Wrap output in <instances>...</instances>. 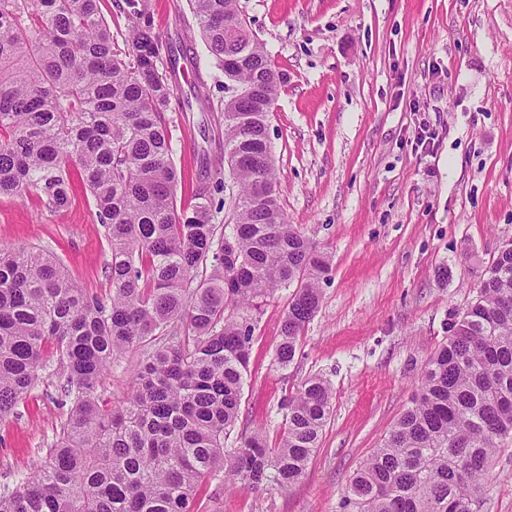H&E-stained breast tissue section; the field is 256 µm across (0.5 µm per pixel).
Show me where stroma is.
Instances as JSON below:
<instances>
[{
	"instance_id": "1",
	"label": "stroma",
	"mask_w": 512,
	"mask_h": 512,
	"mask_svg": "<svg viewBox=\"0 0 512 512\" xmlns=\"http://www.w3.org/2000/svg\"><path fill=\"white\" fill-rule=\"evenodd\" d=\"M163 40L200 60L185 66L169 114L173 157L189 207L214 190L217 225L230 189L215 190L223 134L214 108L226 78L208 57L186 0H148ZM249 30L285 81L268 119L280 205L329 256L332 279L288 369L276 368L285 294L262 305L238 423L225 448L264 430L277 443L280 404L313 376L333 411L306 473L288 491L201 487L193 512H344L349 478L415 394L503 241L512 240V0H239ZM430 150L415 147L420 134ZM0 244L56 257L80 287L108 299L106 229L84 186L62 211L31 196L0 197ZM115 359L99 389L106 406L129 396L142 363ZM56 360L0 420V492L45 459L67 408ZM480 512H512V441L494 457Z\"/></svg>"
}]
</instances>
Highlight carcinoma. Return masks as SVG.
Listing matches in <instances>:
<instances>
[{
    "instance_id": "cac0c4a2",
    "label": "carcinoma",
    "mask_w": 512,
    "mask_h": 512,
    "mask_svg": "<svg viewBox=\"0 0 512 512\" xmlns=\"http://www.w3.org/2000/svg\"><path fill=\"white\" fill-rule=\"evenodd\" d=\"M238 0H189L215 64L227 69L224 152L239 190L217 234L210 192L177 207L180 174L166 112L182 48L154 30L146 0H120L131 51L116 49L99 0H0V196L71 204V167L111 250L112 295L73 281L57 259L0 244V420L55 355L70 399L40 469L0 495V512H192L224 472L239 490L296 485L319 448L333 389L307 379L288 396L278 445L255 431L234 451L258 311L293 288L274 364L293 363L317 313L329 257L288 223L267 139L283 75ZM256 89L250 97L235 90ZM140 348L131 396L102 405V377ZM512 438V240L422 372L411 405L353 472L352 512H478L499 443Z\"/></svg>"
}]
</instances>
